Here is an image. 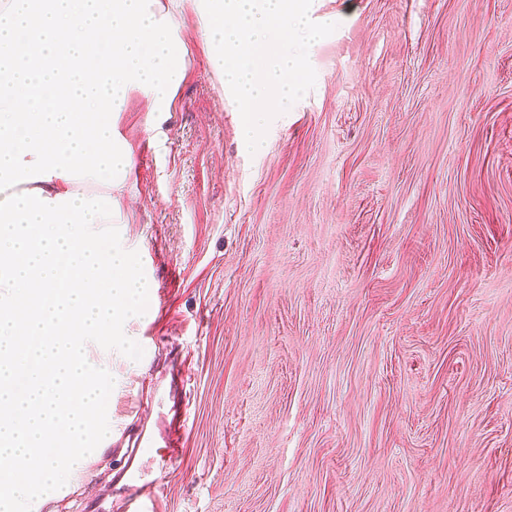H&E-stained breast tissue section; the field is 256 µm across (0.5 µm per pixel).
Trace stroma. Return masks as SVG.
I'll use <instances>...</instances> for the list:
<instances>
[{
    "instance_id": "obj_1",
    "label": "stroma",
    "mask_w": 512,
    "mask_h": 512,
    "mask_svg": "<svg viewBox=\"0 0 512 512\" xmlns=\"http://www.w3.org/2000/svg\"><path fill=\"white\" fill-rule=\"evenodd\" d=\"M161 5L171 107L113 119L144 355L85 346L110 434L154 435L158 512H512V0H318L315 86L255 154L196 0ZM124 464L97 448L33 512H123ZM167 429L168 433L165 448L167 449L168 457L172 459L177 457L182 450L180 440L186 429L185 415L175 410L168 420Z\"/></svg>"
}]
</instances>
